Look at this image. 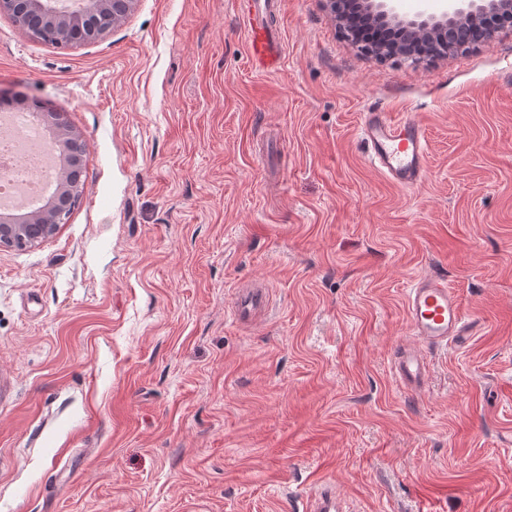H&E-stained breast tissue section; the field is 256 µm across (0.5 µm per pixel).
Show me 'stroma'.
Masks as SVG:
<instances>
[{
    "label": "stroma",
    "instance_id": "stroma-1",
    "mask_svg": "<svg viewBox=\"0 0 512 512\" xmlns=\"http://www.w3.org/2000/svg\"><path fill=\"white\" fill-rule=\"evenodd\" d=\"M279 26L266 72L234 0H137L65 49L0 13V89L87 145L66 223L0 249V512H306L322 483L345 512H512V27L415 63L322 0ZM367 112L424 126L420 186L371 167ZM430 272L483 326L409 391ZM42 116V120L48 124V127L52 134L58 136V138H67L75 141L78 145L83 142V135L80 134L67 122L60 118V113L54 112L47 106H43L41 111L37 112ZM267 304L265 288H249L241 290L235 299V316L243 320L251 316L256 309L264 308ZM394 369L406 389L421 386L427 376L424 356L410 345H403L395 356Z\"/></svg>",
    "mask_w": 512,
    "mask_h": 512
}]
</instances>
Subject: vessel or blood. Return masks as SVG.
<instances>
[{
  "instance_id": "vessel-or-blood-1",
  "label": "vessel or blood",
  "mask_w": 512,
  "mask_h": 512,
  "mask_svg": "<svg viewBox=\"0 0 512 512\" xmlns=\"http://www.w3.org/2000/svg\"><path fill=\"white\" fill-rule=\"evenodd\" d=\"M281 4L282 0H236L248 28L251 54L263 65L277 64L280 59L271 18ZM360 132L368 146L369 163L389 182L403 188H415L423 182L428 141L421 123L390 112H367ZM266 304L265 289H244L235 299V314L242 320ZM405 308L410 336L432 347L460 341L481 326L478 319L464 313L447 279L439 274L416 277L406 291ZM394 369L409 390L421 386L427 376L424 356L409 345L399 349Z\"/></svg>"
}]
</instances>
